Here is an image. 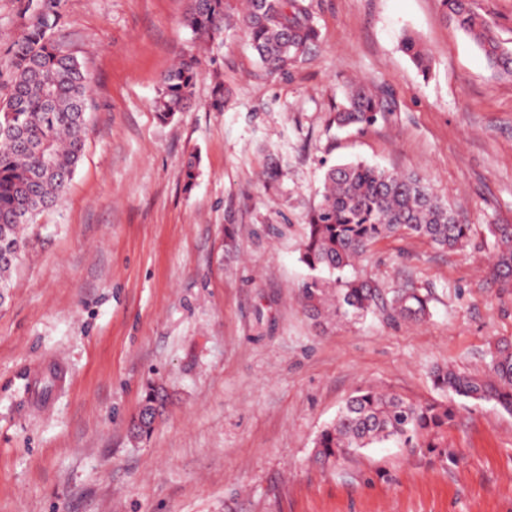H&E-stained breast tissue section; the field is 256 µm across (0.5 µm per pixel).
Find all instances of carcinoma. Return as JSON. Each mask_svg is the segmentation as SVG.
Returning <instances> with one entry per match:
<instances>
[{
  "mask_svg": "<svg viewBox=\"0 0 512 512\" xmlns=\"http://www.w3.org/2000/svg\"><path fill=\"white\" fill-rule=\"evenodd\" d=\"M61 3L28 0L34 9L11 43L10 90L0 98V288L7 287L25 251L24 225L60 200L83 156L91 80L54 37ZM441 4L452 22L473 38L490 67L512 75V50L502 45L469 0ZM184 23L205 45L240 28L272 75L285 73L319 38L305 0H247L237 15L227 0H190ZM402 48L422 73L429 71V57L418 38L404 35ZM199 67L200 60L189 55L164 73L153 103L159 119L169 120L189 106ZM393 111L387 87H358L336 107L334 122L371 126ZM487 231L496 248L493 275L502 285L512 282V224H489ZM400 232L455 249L470 239L472 225L458 223L448 205L415 174L363 162L328 168L305 225L300 261L310 275L302 285L303 303L314 311L329 306L343 319L374 311L381 290L359 264L374 243ZM429 315V298L414 288L398 291L390 302L392 318L422 320ZM432 382L448 401L418 404L391 391L357 390L318 434L317 458L337 462L389 443L437 448L439 457L448 458L445 430L455 415V399L492 402L512 413V345L495 346L481 371L438 366ZM167 401L162 386L147 384L141 409L130 423L132 438L151 434Z\"/></svg>",
  "mask_w": 512,
  "mask_h": 512,
  "instance_id": "obj_1",
  "label": "carcinoma"
}]
</instances>
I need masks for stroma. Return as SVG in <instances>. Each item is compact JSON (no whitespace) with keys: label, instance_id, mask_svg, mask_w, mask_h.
<instances>
[{"label":"stroma","instance_id":"obj_1","mask_svg":"<svg viewBox=\"0 0 512 512\" xmlns=\"http://www.w3.org/2000/svg\"><path fill=\"white\" fill-rule=\"evenodd\" d=\"M307 2L319 39L271 75L242 31L200 45L188 0H63L55 36L92 102L82 161L26 228L0 305V512H512V413L492 403L458 401L454 465L395 444L313 459L357 389L436 400L432 367L480 368L512 343V288L486 241L512 224V77L439 0ZM25 5L0 0V95ZM190 53L193 100L161 121L160 78ZM357 84L391 90L390 121L333 124ZM351 161L417 174L473 228L456 250L395 235L369 252L384 293L431 296L426 321L315 317L301 301L308 214L326 169ZM151 379L171 401L137 442ZM403 50L411 57L414 64L423 74L429 71V57L422 44L412 34H405L402 39Z\"/></svg>","mask_w":512,"mask_h":512}]
</instances>
